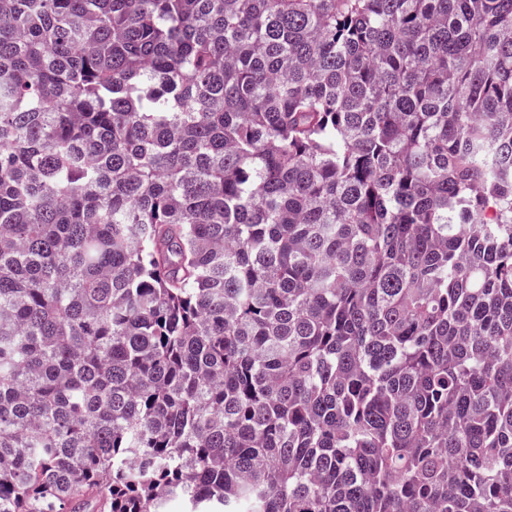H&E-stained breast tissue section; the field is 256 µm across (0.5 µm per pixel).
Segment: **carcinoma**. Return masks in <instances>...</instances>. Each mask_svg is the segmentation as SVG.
<instances>
[{"instance_id":"carcinoma-1","label":"carcinoma","mask_w":512,"mask_h":512,"mask_svg":"<svg viewBox=\"0 0 512 512\" xmlns=\"http://www.w3.org/2000/svg\"><path fill=\"white\" fill-rule=\"evenodd\" d=\"M512 512V0H0V512Z\"/></svg>"}]
</instances>
